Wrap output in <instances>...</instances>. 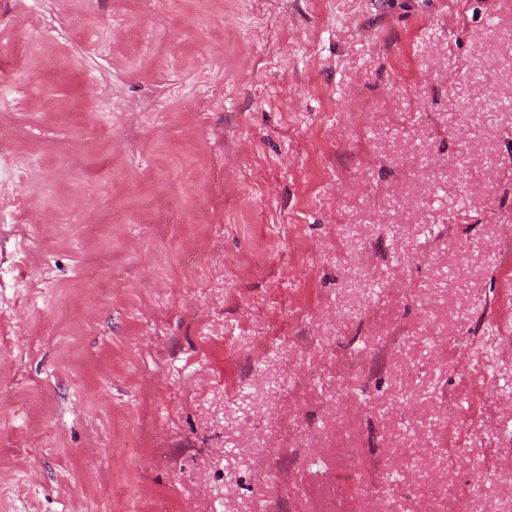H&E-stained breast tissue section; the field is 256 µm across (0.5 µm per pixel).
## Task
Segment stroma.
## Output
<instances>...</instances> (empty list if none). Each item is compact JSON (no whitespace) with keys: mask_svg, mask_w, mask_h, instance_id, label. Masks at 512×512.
I'll list each match as a JSON object with an SVG mask.
<instances>
[{"mask_svg":"<svg viewBox=\"0 0 512 512\" xmlns=\"http://www.w3.org/2000/svg\"><path fill=\"white\" fill-rule=\"evenodd\" d=\"M451 491L512 512V0H0V512Z\"/></svg>","mask_w":512,"mask_h":512,"instance_id":"obj_1","label":"stroma"}]
</instances>
